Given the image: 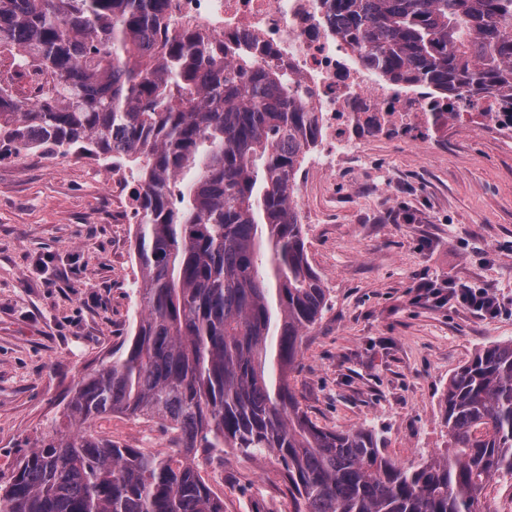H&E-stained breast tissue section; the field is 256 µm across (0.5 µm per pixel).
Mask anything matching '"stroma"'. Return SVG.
Here are the masks:
<instances>
[{"label": "stroma", "instance_id": "1", "mask_svg": "<svg viewBox=\"0 0 512 512\" xmlns=\"http://www.w3.org/2000/svg\"><path fill=\"white\" fill-rule=\"evenodd\" d=\"M360 155L300 168L307 257L328 290L288 376L319 427L373 429L409 467L448 442L449 378L512 339V131L447 127L358 135ZM130 185L101 162L36 151L0 159V484L52 430L79 378L132 336L141 313ZM496 289L485 318L419 296L421 278ZM113 441L173 449L157 421L105 415ZM200 471L224 512H293L273 456Z\"/></svg>", "mask_w": 512, "mask_h": 512}]
</instances>
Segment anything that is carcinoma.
Segmentation results:
<instances>
[{
    "mask_svg": "<svg viewBox=\"0 0 512 512\" xmlns=\"http://www.w3.org/2000/svg\"><path fill=\"white\" fill-rule=\"evenodd\" d=\"M168 0H0V49L51 74L0 88V142L134 162L143 310L0 488V512H224L202 455L271 453L294 512H479L512 474V340L448 380V448L416 467L365 427L317 426L288 383L327 305L294 187L319 138L302 85L253 47L174 25ZM336 32L434 120L491 96L512 125V0H322ZM161 421L178 455L120 445L105 414Z\"/></svg>",
    "mask_w": 512,
    "mask_h": 512,
    "instance_id": "cac0c4a2",
    "label": "carcinoma"
}]
</instances>
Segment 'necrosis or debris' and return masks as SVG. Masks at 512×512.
<instances>
[{"label":"necrosis or debris","instance_id":"obj_1","mask_svg":"<svg viewBox=\"0 0 512 512\" xmlns=\"http://www.w3.org/2000/svg\"><path fill=\"white\" fill-rule=\"evenodd\" d=\"M177 5V21L268 46L311 88L308 105L321 114L331 146L329 154L314 160L315 169L332 170L337 155L355 152L356 119L398 122L403 113L430 109L427 99L404 101L400 90L356 64V52L325 23L320 0H177Z\"/></svg>","mask_w":512,"mask_h":512}]
</instances>
